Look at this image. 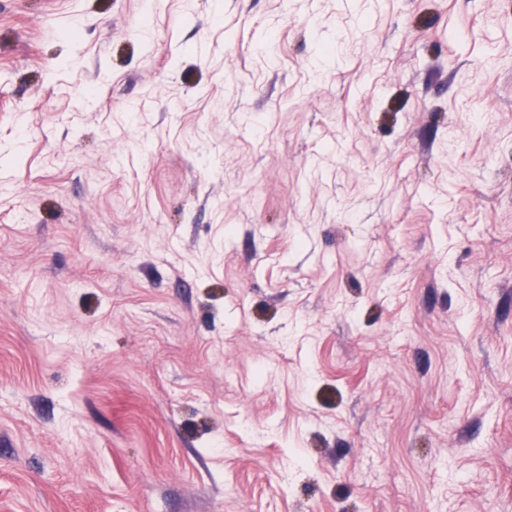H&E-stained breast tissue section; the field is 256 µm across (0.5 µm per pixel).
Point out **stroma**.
I'll use <instances>...</instances> for the list:
<instances>
[{"label": "stroma", "instance_id": "1", "mask_svg": "<svg viewBox=\"0 0 512 512\" xmlns=\"http://www.w3.org/2000/svg\"><path fill=\"white\" fill-rule=\"evenodd\" d=\"M0 512H512V0H0Z\"/></svg>", "mask_w": 512, "mask_h": 512}]
</instances>
